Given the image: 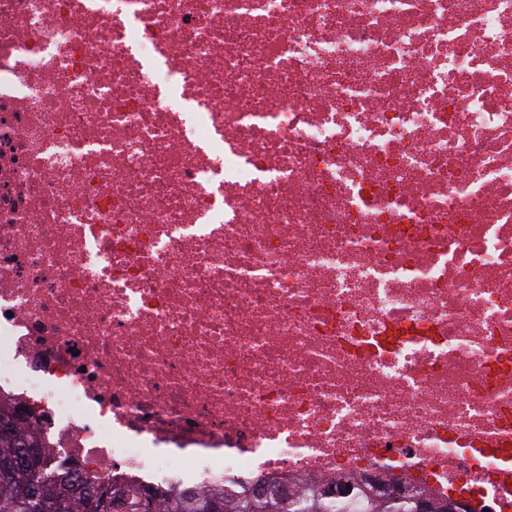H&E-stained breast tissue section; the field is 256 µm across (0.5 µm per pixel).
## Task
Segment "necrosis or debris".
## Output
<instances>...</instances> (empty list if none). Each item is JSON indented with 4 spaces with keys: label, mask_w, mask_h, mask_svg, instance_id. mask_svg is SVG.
<instances>
[{
    "label": "necrosis or debris",
    "mask_w": 512,
    "mask_h": 512,
    "mask_svg": "<svg viewBox=\"0 0 512 512\" xmlns=\"http://www.w3.org/2000/svg\"><path fill=\"white\" fill-rule=\"evenodd\" d=\"M146 491L512 512V0H0V399Z\"/></svg>",
    "instance_id": "1"
}]
</instances>
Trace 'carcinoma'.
Segmentation results:
<instances>
[{
  "mask_svg": "<svg viewBox=\"0 0 512 512\" xmlns=\"http://www.w3.org/2000/svg\"><path fill=\"white\" fill-rule=\"evenodd\" d=\"M23 421V416H14L0 403V423L9 425L13 432L12 439L0 442V512H89V498L100 486L77 475H61L45 456L37 435ZM16 448L36 449L39 468L27 472L12 467L8 459ZM116 492L126 496L128 512H140L144 501L150 503L148 512H200L214 501L223 503L224 512H347L345 507L336 510V503L326 492L290 496L271 511L254 498L251 489L230 498L218 491H185L175 496L142 495L138 490L121 488ZM411 506L407 499L398 502L392 497L364 494L356 512H410Z\"/></svg>",
  "mask_w": 512,
  "mask_h": 512,
  "instance_id": "obj_1",
  "label": "carcinoma"
}]
</instances>
